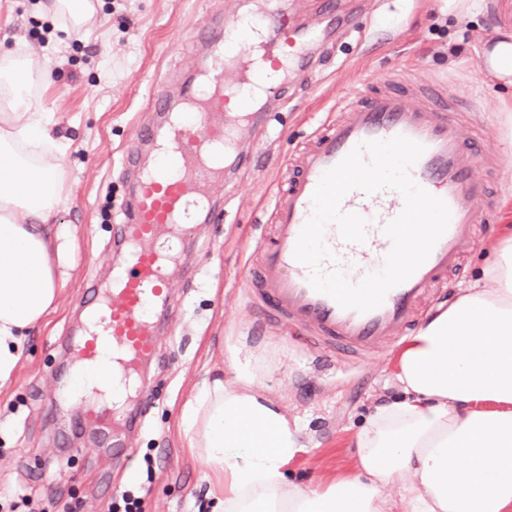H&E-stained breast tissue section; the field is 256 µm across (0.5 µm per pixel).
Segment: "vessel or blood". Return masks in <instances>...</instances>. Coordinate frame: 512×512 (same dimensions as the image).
Returning <instances> with one entry per match:
<instances>
[{"label":"vessel or blood","mask_w":512,"mask_h":512,"mask_svg":"<svg viewBox=\"0 0 512 512\" xmlns=\"http://www.w3.org/2000/svg\"><path fill=\"white\" fill-rule=\"evenodd\" d=\"M324 17L318 29L292 27L275 0H268L266 9L252 16L255 35L248 44L277 71L293 68L309 73L314 61L308 47L324 42L343 22L335 0H326ZM243 18L240 11L211 17L190 31L191 41L203 52V69L185 83L179 100H172L165 90L155 91L148 109L157 119L137 131L140 144L155 148L160 162L141 164L133 150L122 158L123 169L135 176V190L113 227L125 261L113 268L109 284L89 285L84 306L92 327L77 340L76 351L88 366L95 365L104 351H114L117 358L112 372L127 383H138L139 365L157 350L151 309L171 304L168 285L177 258L167 243L197 222L208 204L205 187L224 179V112L251 111L249 89L265 83V74L258 69L240 70L233 80L228 77L239 57L231 44L240 38ZM290 44L296 46V54H286ZM411 96V91L392 90L385 81L367 97L352 96L345 106L349 119L315 131L288 161L293 175L275 199L273 245L264 251L259 271L245 286L265 321L288 325L312 351L356 356L393 346L413 326L419 301L457 271L461 245L487 220L477 202L489 196L490 189L474 174V162L457 119L462 96L449 95L440 84L428 88L425 102L413 103ZM396 136L424 146L409 175L445 201L450 221L427 260L392 288L380 306L361 313L342 308L328 295L315 291L309 283L310 268L296 260L294 250L313 215L312 195L323 174L357 145ZM341 207L366 219V240L345 242L337 226L328 225L325 241L335 259L323 262L322 268L341 269L356 283L373 267L383 265L392 247L384 228L402 212L404 199L393 189L374 194L355 189L344 197ZM114 411V405L100 399L88 412L110 444L121 433Z\"/></svg>","instance_id":"vessel-or-blood-1"}]
</instances>
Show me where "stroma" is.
Returning a JSON list of instances; mask_svg holds the SVG:
<instances>
[{
	"label": "stroma",
	"mask_w": 512,
	"mask_h": 512,
	"mask_svg": "<svg viewBox=\"0 0 512 512\" xmlns=\"http://www.w3.org/2000/svg\"><path fill=\"white\" fill-rule=\"evenodd\" d=\"M239 0H98L85 28L67 33L38 0H0V52L45 48L56 60L35 93L69 140L67 194L58 214L75 243V266L59 305L33 333L12 384L0 390V512H108L115 493L141 498L142 512H210L205 466L182 448L176 432L190 388L226 367L229 347L240 361L262 358L260 383L298 420L307 448L293 476L316 486L349 471L351 438L368 409L392 397L394 350L357 361L319 355L290 339L287 326L266 324L252 307L244 281L258 269L272 235L270 211L286 162L323 124L335 121L349 94L368 93L380 79L405 70L409 79L467 91L471 123L463 138L477 154L479 176L498 186L512 165V128L502 115V91L480 67L482 42L504 20L500 0H341L346 25L316 54L320 71L296 77L288 100L262 122L225 112L231 152L241 167L211 188L214 215L181 240V262L170 280L176 311L157 327L158 349L143 380L148 406L141 426L109 448L67 400L69 367L78 360L65 345L82 323L88 281L108 280L124 259L112 245L114 213L131 191L118 165L135 142L137 122L157 88L179 96L201 53L186 38L205 18L233 11ZM499 230L488 225L465 244L461 271L418 309L426 318L472 281ZM137 482H128V473Z\"/></svg>",
	"instance_id": "stroma-1"
}]
</instances>
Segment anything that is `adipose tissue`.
Returning a JSON list of instances; mask_svg holds the SVG:
<instances>
[{
	"label": "adipose tissue",
	"instance_id": "ef3b65f1",
	"mask_svg": "<svg viewBox=\"0 0 512 512\" xmlns=\"http://www.w3.org/2000/svg\"><path fill=\"white\" fill-rule=\"evenodd\" d=\"M483 63L512 86V27L495 30ZM43 73L35 51L0 54V388L73 268L71 235L54 221L68 144L31 92ZM490 249L481 276L395 355L399 394L355 434L349 473L314 488L290 479L301 428L263 392L259 367L233 361L232 379L195 384L176 429L209 471L212 512H512V227ZM92 387L117 403L126 394L106 359L73 374V395Z\"/></svg>",
	"mask_w": 512,
	"mask_h": 512
}]
</instances>
